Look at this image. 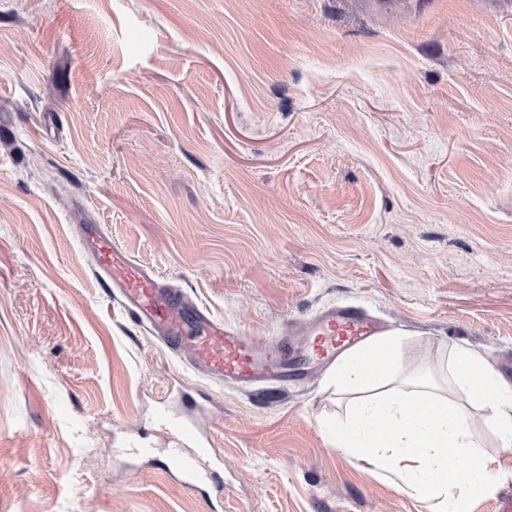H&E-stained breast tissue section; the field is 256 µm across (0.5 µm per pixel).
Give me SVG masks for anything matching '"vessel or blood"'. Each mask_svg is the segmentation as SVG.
<instances>
[{"mask_svg": "<svg viewBox=\"0 0 512 512\" xmlns=\"http://www.w3.org/2000/svg\"><path fill=\"white\" fill-rule=\"evenodd\" d=\"M82 245L103 284L116 288L131 320L147 328L169 351L212 379L246 386L269 380L302 381L308 369L364 345L379 332L362 309L333 306L298 324L288 335L260 340L213 320L202 308L164 287L154 273L112 242L100 225L84 229ZM175 406L158 410L156 420L170 442L156 449L133 445L132 452L154 461L188 489L223 492L224 482L210 462L215 450L199 426L197 397L180 392Z\"/></svg>", "mask_w": 512, "mask_h": 512, "instance_id": "obj_1", "label": "vessel or blood"}]
</instances>
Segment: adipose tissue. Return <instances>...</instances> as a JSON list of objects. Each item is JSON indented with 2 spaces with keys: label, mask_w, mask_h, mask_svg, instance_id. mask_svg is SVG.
I'll list each match as a JSON object with an SVG mask.
<instances>
[{
  "label": "adipose tissue",
  "mask_w": 512,
  "mask_h": 512,
  "mask_svg": "<svg viewBox=\"0 0 512 512\" xmlns=\"http://www.w3.org/2000/svg\"><path fill=\"white\" fill-rule=\"evenodd\" d=\"M368 359L377 362L376 373L364 369ZM403 370L396 331L337 361L333 381L354 399L332 430L336 447L359 461L396 471L427 496L449 499L457 489H487L494 479L493 461L482 448L467 406L439 395L425 379L397 386ZM451 370L469 404L491 411L501 435L511 440L512 383L484 354L465 347L454 350Z\"/></svg>",
  "instance_id": "obj_1"
}]
</instances>
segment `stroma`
Masks as SVG:
<instances>
[{
	"label": "stroma",
	"mask_w": 512,
	"mask_h": 512,
	"mask_svg": "<svg viewBox=\"0 0 512 512\" xmlns=\"http://www.w3.org/2000/svg\"><path fill=\"white\" fill-rule=\"evenodd\" d=\"M269 339L349 304L405 379L466 396L465 346L512 358V0H0V512H204L134 455L202 389L217 512H439L336 448L349 394L215 382L134 324L78 239ZM461 512L512 497V447Z\"/></svg>",
	"instance_id": "obj_1"
}]
</instances>
